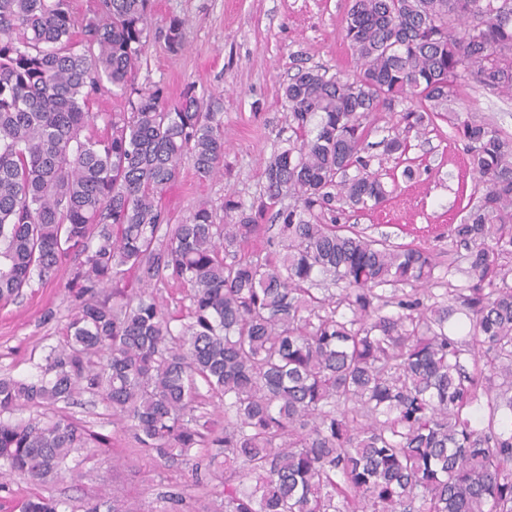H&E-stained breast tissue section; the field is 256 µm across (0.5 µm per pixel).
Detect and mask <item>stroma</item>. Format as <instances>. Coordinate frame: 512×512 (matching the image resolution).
I'll use <instances>...</instances> for the list:
<instances>
[{
    "instance_id": "35a3bbf8",
    "label": "stroma",
    "mask_w": 512,
    "mask_h": 512,
    "mask_svg": "<svg viewBox=\"0 0 512 512\" xmlns=\"http://www.w3.org/2000/svg\"><path fill=\"white\" fill-rule=\"evenodd\" d=\"M349 6L350 0H154V26H164L172 16L185 20V47L172 53L163 43H150L135 74L136 86H163L172 105L193 93L212 102L224 120L221 175L203 178L184 163L160 199L171 223L185 222L205 208L220 224L225 199L247 208L259 203L264 162L291 134L283 98L290 75L301 66L330 76L353 72L342 40ZM455 107L476 110L512 134V96L475 87ZM375 126L372 141L397 132L407 137L410 149L403 161L376 155L373 168L398 174L409 166L414 176L400 181L377 211L348 213L342 223L394 244H424L447 264L448 227L460 222L468 203L458 188L474 184L463 143L446 120L420 132L408 128L398 110L376 113ZM76 265V258L67 257L54 279L33 281L17 303L0 307V377L37 374L50 348L62 342L75 311L66 284ZM35 416L67 417L98 440L75 453V475L45 484L21 474L0 479V512H19L35 494L56 500L59 512H85L88 502L110 497L116 483L141 512H163L162 493L179 487L185 490L180 512H213L223 498V478L207 476L201 486L188 488L181 469L161 467L145 455L131 433L117 430L111 408L98 395L86 392L68 403L23 407L13 414L17 420Z\"/></svg>"
}]
</instances>
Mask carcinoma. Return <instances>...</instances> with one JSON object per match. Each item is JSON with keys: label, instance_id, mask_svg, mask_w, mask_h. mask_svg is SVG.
Here are the masks:
<instances>
[{"label": "carcinoma", "instance_id": "carcinoma-1", "mask_svg": "<svg viewBox=\"0 0 512 512\" xmlns=\"http://www.w3.org/2000/svg\"><path fill=\"white\" fill-rule=\"evenodd\" d=\"M151 8L99 0L80 19L69 0H0V304L79 258V304L44 374L0 378V476L70 471L92 432L9 415L90 391L194 485L202 456L224 457L218 512H512V135L452 108L473 86L512 93V0H352V75L289 79L294 137L265 161L256 214L229 199L222 224L205 208L172 224L159 206L184 161L221 170L224 121L130 84L147 38L184 49L185 20L153 32ZM106 83L127 111L88 134ZM404 102L407 123L446 118L465 145L479 197L448 232L464 270L440 276L425 246L324 223L392 194L366 151L373 113ZM380 145L409 150L397 134ZM136 269L188 287L181 330L144 292L100 296ZM214 398L222 434L199 413ZM22 512L58 503L35 495ZM86 512L138 508L114 488Z\"/></svg>", "mask_w": 512, "mask_h": 512}]
</instances>
